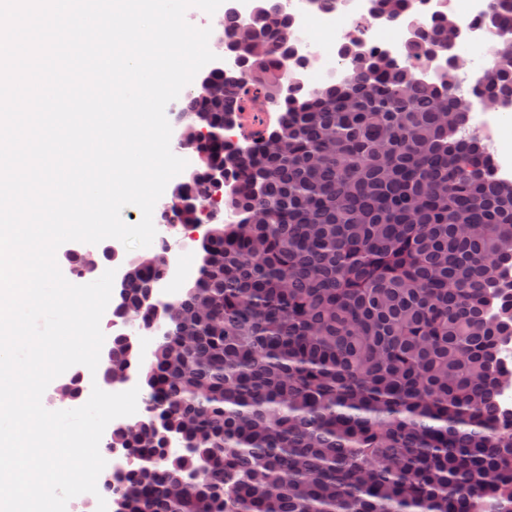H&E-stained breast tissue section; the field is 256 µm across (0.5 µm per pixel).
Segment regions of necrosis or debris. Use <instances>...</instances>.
<instances>
[{
  "label": "necrosis or debris",
  "mask_w": 512,
  "mask_h": 512,
  "mask_svg": "<svg viewBox=\"0 0 512 512\" xmlns=\"http://www.w3.org/2000/svg\"><path fill=\"white\" fill-rule=\"evenodd\" d=\"M371 0H280L282 14L290 18L296 30L309 26L318 27L324 34L325 45H314L302 40L296 43L297 56L323 60L320 72L309 69L292 70L282 65L284 75L296 81L315 86L316 76L325 81L350 80L351 68L344 64L339 51L343 45L359 40L391 55L396 63H403V46L413 38L416 30L424 26L437 13L455 16L460 23L459 40L463 43L481 44L500 40L512 41V24L508 22L491 26L488 21L489 0H421L416 12L405 14L397 22L388 23L375 17ZM471 134L480 138L496 161V174L512 179V158H505L496 137L497 122L494 107L471 113L468 123Z\"/></svg>",
  "instance_id": "4bbe7bcc"
}]
</instances>
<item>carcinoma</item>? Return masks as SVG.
<instances>
[{
    "mask_svg": "<svg viewBox=\"0 0 512 512\" xmlns=\"http://www.w3.org/2000/svg\"><path fill=\"white\" fill-rule=\"evenodd\" d=\"M392 21L418 0H374ZM512 15L492 0L489 18ZM224 23L235 80L189 95L183 128L221 129L250 92L274 123L240 130L244 150L204 144L181 197L219 193L199 277L164 316L172 335L139 377L147 399L135 436L105 447L133 463L99 491L122 512H512V411L501 408L512 290V181L462 131L475 106L512 98V51L454 95L410 61L448 56L434 16L395 64L359 41L342 48L348 83L283 93L280 61L297 34L278 0L251 25ZM224 166V187L205 175ZM162 259L128 275L112 316L148 328ZM135 358L112 336L115 368Z\"/></svg>",
    "mask_w": 512,
    "mask_h": 512,
    "instance_id": "carcinoma-1",
    "label": "carcinoma"
}]
</instances>
